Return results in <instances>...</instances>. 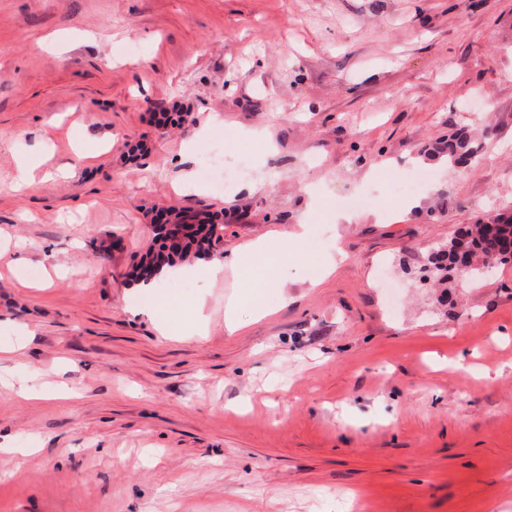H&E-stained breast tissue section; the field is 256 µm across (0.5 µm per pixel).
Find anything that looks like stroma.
Segmentation results:
<instances>
[{"instance_id":"stroma-1","label":"stroma","mask_w":512,"mask_h":512,"mask_svg":"<svg viewBox=\"0 0 512 512\" xmlns=\"http://www.w3.org/2000/svg\"><path fill=\"white\" fill-rule=\"evenodd\" d=\"M463 124L476 170L423 156ZM218 149L250 161L223 191ZM38 155L66 176L12 193ZM170 208L224 212L201 262L237 256L267 316L229 270L133 288ZM504 209L512 0H0V436L37 448L0 454V512H512V263L421 277ZM160 293L199 331L163 335ZM34 372L73 398H19ZM431 175L422 172L413 179L395 181L388 184V192L392 197L402 198L419 193L430 180Z\"/></svg>"}]
</instances>
